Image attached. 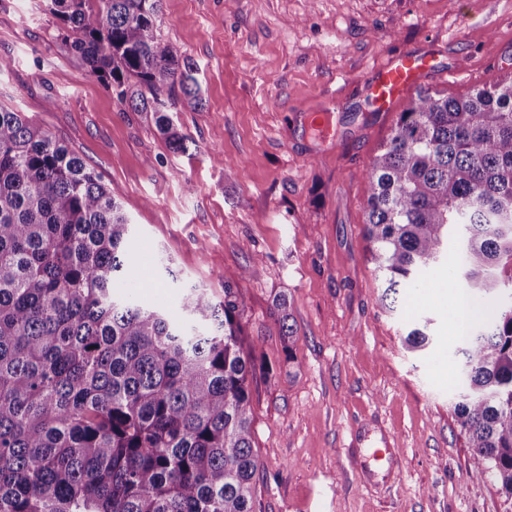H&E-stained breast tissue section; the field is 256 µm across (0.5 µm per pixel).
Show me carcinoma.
<instances>
[{"mask_svg":"<svg viewBox=\"0 0 512 512\" xmlns=\"http://www.w3.org/2000/svg\"><path fill=\"white\" fill-rule=\"evenodd\" d=\"M56 39L174 153L197 68L162 35L161 0H47ZM365 239L380 304L448 259L473 307L453 412L471 478L512 498V76L462 96L421 90L367 171ZM132 222L115 188L0 105V512H257L259 343L244 302L191 286L180 314L114 296ZM413 322L410 352L429 344Z\"/></svg>","mask_w":512,"mask_h":512,"instance_id":"obj_1","label":"carcinoma"}]
</instances>
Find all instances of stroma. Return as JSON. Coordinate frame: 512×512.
<instances>
[{
  "label": "stroma",
  "mask_w": 512,
  "mask_h": 512,
  "mask_svg": "<svg viewBox=\"0 0 512 512\" xmlns=\"http://www.w3.org/2000/svg\"><path fill=\"white\" fill-rule=\"evenodd\" d=\"M160 20L202 87L203 108L174 114L187 154L54 39L43 0H0V104L118 190L134 270L163 273L119 295L175 314L192 285L238 289L266 363L252 381L260 512H512L493 477L470 479L453 414L463 284L433 269L382 308L363 234L366 171L397 118L371 106L369 80L402 52L436 66L419 87L453 95L512 75V0H162ZM312 113L330 114L334 139L306 133ZM279 295L290 339L271 315ZM422 317L429 346L412 354L402 337ZM356 431L368 450L396 445L392 484L362 487Z\"/></svg>",
  "instance_id": "35a3bbf8"
}]
</instances>
